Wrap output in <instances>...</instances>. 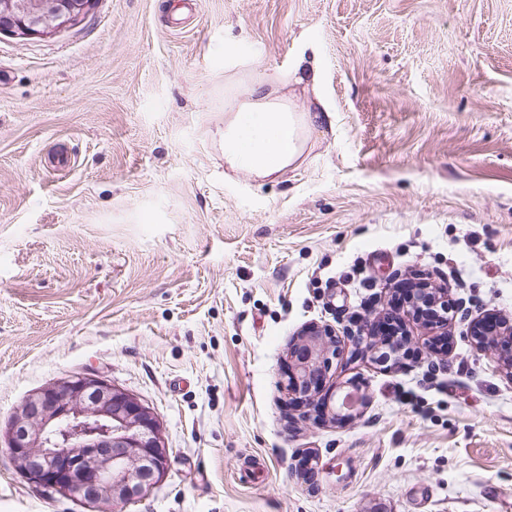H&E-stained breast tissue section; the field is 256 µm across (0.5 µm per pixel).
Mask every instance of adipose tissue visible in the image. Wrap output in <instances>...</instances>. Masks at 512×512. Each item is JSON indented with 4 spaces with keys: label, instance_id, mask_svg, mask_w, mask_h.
I'll list each match as a JSON object with an SVG mask.
<instances>
[{
    "label": "adipose tissue",
    "instance_id": "adipose-tissue-1",
    "mask_svg": "<svg viewBox=\"0 0 512 512\" xmlns=\"http://www.w3.org/2000/svg\"><path fill=\"white\" fill-rule=\"evenodd\" d=\"M292 85L314 91L318 78L297 71L251 81L233 93L224 109L220 138L224 162L230 169L265 183L305 164L312 133L328 115L298 109L288 91Z\"/></svg>",
    "mask_w": 512,
    "mask_h": 512
}]
</instances>
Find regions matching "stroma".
Returning <instances> with one entry per match:
<instances>
[{
	"label": "stroma",
	"mask_w": 512,
	"mask_h": 512,
	"mask_svg": "<svg viewBox=\"0 0 512 512\" xmlns=\"http://www.w3.org/2000/svg\"><path fill=\"white\" fill-rule=\"evenodd\" d=\"M315 63L333 123L306 163L230 170L224 51ZM460 309L400 316L405 354L355 348L415 272ZM512 0H96L78 27L0 35V427L94 374L157 415L161 480L124 512H512ZM336 331L312 405L284 389ZM348 422L318 419L340 390ZM0 512H113L32 486L0 440ZM302 332L292 347V372L286 389L291 399L300 403L309 402L319 389L330 364L326 342L335 336L331 328L322 325L308 326ZM364 405V397L358 389L347 390L339 399L338 405L332 408V414L339 420L348 421L359 413Z\"/></svg>",
	"instance_id": "stroma-1"
}]
</instances>
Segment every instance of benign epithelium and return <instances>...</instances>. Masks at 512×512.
<instances>
[{
	"instance_id": "benign-epithelium-1",
	"label": "benign epithelium",
	"mask_w": 512,
	"mask_h": 512,
	"mask_svg": "<svg viewBox=\"0 0 512 512\" xmlns=\"http://www.w3.org/2000/svg\"><path fill=\"white\" fill-rule=\"evenodd\" d=\"M95 0H0V34L18 38L51 36L83 23ZM409 302L418 321L444 327L448 320L435 312L448 307L445 289L418 275ZM501 335L482 323L473 332L476 350L491 348L485 336ZM334 333L311 325L291 351L287 384L292 399L308 402L327 371ZM364 397L346 391L332 408L339 420L359 413ZM7 449L32 484L90 502L124 503L141 498L162 476L168 450L154 411L136 395L91 374L49 383L29 394L5 431Z\"/></svg>"
}]
</instances>
